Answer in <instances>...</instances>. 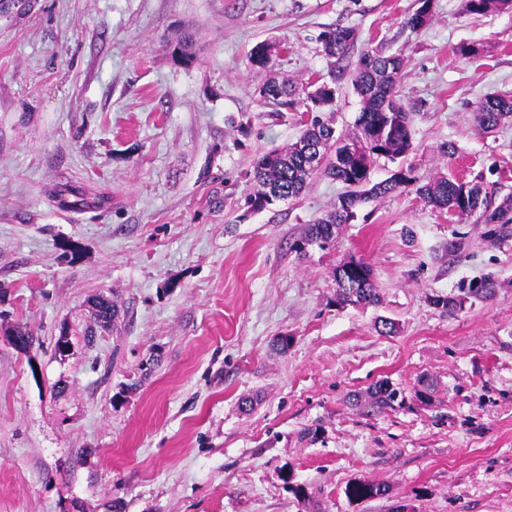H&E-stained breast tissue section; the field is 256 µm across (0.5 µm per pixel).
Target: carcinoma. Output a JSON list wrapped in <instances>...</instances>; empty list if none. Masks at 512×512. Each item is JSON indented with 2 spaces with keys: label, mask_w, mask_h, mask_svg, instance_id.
<instances>
[{
  "label": "carcinoma",
  "mask_w": 512,
  "mask_h": 512,
  "mask_svg": "<svg viewBox=\"0 0 512 512\" xmlns=\"http://www.w3.org/2000/svg\"><path fill=\"white\" fill-rule=\"evenodd\" d=\"M430 0H419V7L407 16L405 25L419 30L431 20L427 10ZM512 10V0H465L467 15H488ZM356 41V33L347 27H335L323 33L322 44L326 55L343 59ZM405 67L404 59L396 54L385 55L366 51L359 57L355 90L360 97L361 110L355 120L356 132H337L334 120L320 113L332 111L336 90L322 91L319 114L304 125L298 139L283 147L270 149L255 161V190L248 198L252 209L260 211L273 201L298 197L308 181L324 175L346 185L348 191L324 217L308 225L294 249L305 253L304 247L324 246L336 239L339 227L354 217L355 207L370 198L388 196L402 188L415 187L418 198L427 206L446 210L460 217H477L483 224H512V195L495 203L479 183L458 178L439 177L425 184L411 176V170L395 173L380 182L371 180L374 161L387 157L395 161L412 148L411 118L398 98V83ZM260 99L280 106L306 104L296 87L287 80H271L259 88ZM479 125L486 132L498 129L504 122H512V95H494L481 99L475 109ZM336 304L340 306H375L380 302L378 288L370 267L361 260L351 259L336 267ZM496 280L491 274L464 281L457 293L434 294L430 303L444 312L453 314L468 302L486 301L495 295ZM95 324L105 328L115 315V305L106 297L93 301ZM436 383L421 377L413 386L411 396L386 380L368 388L366 395L354 396V405L368 413H381L410 399L428 405ZM388 492L382 483L355 481L346 487L351 502L380 499Z\"/></svg>",
  "instance_id": "1"
}]
</instances>
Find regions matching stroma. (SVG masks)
<instances>
[{
    "mask_svg": "<svg viewBox=\"0 0 512 512\" xmlns=\"http://www.w3.org/2000/svg\"><path fill=\"white\" fill-rule=\"evenodd\" d=\"M417 7L0 0V512H310L286 470L321 512H512V226L406 188L300 254L344 184L317 175L297 198L246 205L255 160L308 119L263 104L260 86L327 83L350 131L368 49L404 58L413 137L372 180L403 167L512 194V125L485 133L474 113L512 92V11L434 0L415 31ZM336 26L357 33L343 61L320 42ZM264 42L274 65L260 70L249 56ZM350 259L370 266L379 306H336L333 271ZM489 273L491 300L453 315L430 304ZM98 294L117 307L105 331ZM380 316L400 333L379 335ZM17 325L39 347L15 349ZM424 374L438 383L430 406L368 415L349 401ZM355 481L389 494L349 502Z\"/></svg>",
    "mask_w": 512,
    "mask_h": 512,
    "instance_id": "stroma-1",
    "label": "stroma"
}]
</instances>
